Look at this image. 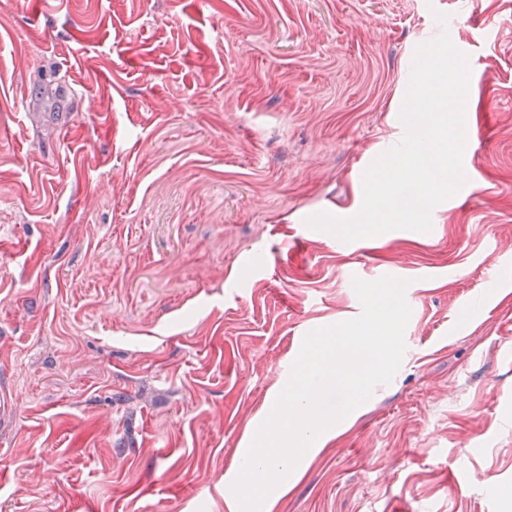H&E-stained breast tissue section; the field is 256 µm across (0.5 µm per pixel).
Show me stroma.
I'll return each instance as SVG.
<instances>
[{
  "label": "stroma",
  "mask_w": 512,
  "mask_h": 512,
  "mask_svg": "<svg viewBox=\"0 0 512 512\" xmlns=\"http://www.w3.org/2000/svg\"><path fill=\"white\" fill-rule=\"evenodd\" d=\"M444 28L467 183L428 232L310 228ZM509 244L512 0H0V512H228L305 335L385 275L402 364L271 512H512Z\"/></svg>",
  "instance_id": "1"
}]
</instances>
